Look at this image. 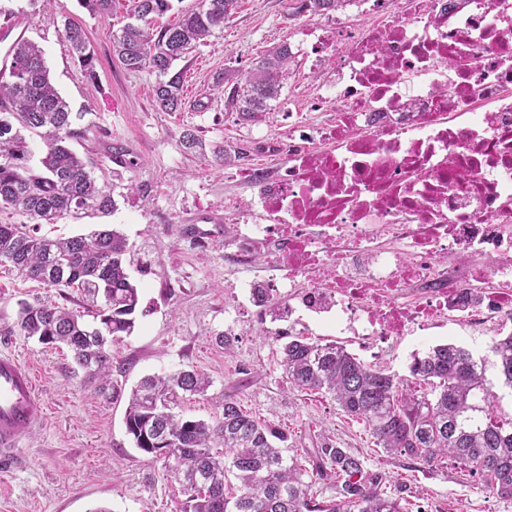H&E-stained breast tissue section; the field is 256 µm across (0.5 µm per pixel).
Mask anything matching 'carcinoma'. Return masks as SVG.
Here are the masks:
<instances>
[{"mask_svg":"<svg viewBox=\"0 0 512 512\" xmlns=\"http://www.w3.org/2000/svg\"><path fill=\"white\" fill-rule=\"evenodd\" d=\"M353 0H296L294 14L325 15ZM238 0H199L173 24L155 27L154 17L172 0H133L134 21L112 34V52L128 71L151 70L158 77L154 100L163 112L182 105V73L175 62L212 36ZM64 38L85 74L96 78L94 53L84 29L64 24ZM293 59L286 43L263 55L232 83L230 101L245 120L273 110ZM45 144L41 170L30 166L25 133ZM73 136L67 102L51 83L41 48L25 39L10 49L8 74H0V209L26 215L33 224H0V263L55 288H77L93 305L104 301L99 324L55 304L21 303L17 326L44 345L70 349L75 364L94 379L109 376V339L130 334L139 291L127 271L128 245L117 229L105 227L69 238L38 234V226L64 215L109 214L111 189L100 183L66 144ZM288 384L330 395L347 415L369 428L389 454L430 463L451 458L479 477L499 498L512 501V421L496 418L489 370L512 389V332L492 339L478 355L452 343L413 356L412 378L425 388L409 391L396 377L362 363L337 344L294 336L280 349ZM208 376L194 368L147 376L131 390L125 411L134 446L155 458L174 460L171 474L182 487L180 512H411L401 485L368 469L360 456L325 436L319 445L288 454V435L224 397L222 418L211 424L177 409L186 396L203 395ZM214 448L224 449L220 456ZM237 484H231L229 477ZM336 488V497H322Z\"/></svg>","mask_w":512,"mask_h":512,"instance_id":"carcinoma-1","label":"carcinoma"}]
</instances>
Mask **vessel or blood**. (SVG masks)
<instances>
[{
	"label": "vessel or blood",
	"instance_id": "b4317fda",
	"mask_svg": "<svg viewBox=\"0 0 512 512\" xmlns=\"http://www.w3.org/2000/svg\"><path fill=\"white\" fill-rule=\"evenodd\" d=\"M45 418L33 372L18 358L0 354V462L12 459L13 450Z\"/></svg>",
	"mask_w": 512,
	"mask_h": 512
}]
</instances>
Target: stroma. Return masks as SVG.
Returning a JSON list of instances; mask_svg holds the SVG:
<instances>
[{
    "label": "stroma",
    "mask_w": 512,
    "mask_h": 512,
    "mask_svg": "<svg viewBox=\"0 0 512 512\" xmlns=\"http://www.w3.org/2000/svg\"><path fill=\"white\" fill-rule=\"evenodd\" d=\"M289 0H239L236 12L207 43L176 62L182 72L179 111H159L155 73L125 70L112 54L111 33L128 20L131 0H112L106 14H93L79 0H9L25 36L44 53L54 86L67 100L75 132L70 145L116 202L105 216L129 246L128 272L140 290V313L131 334L112 343V370L105 391L87 384L67 348L24 336L17 326L21 303L56 304L96 320L75 288H50L24 280L0 265V351L11 352L37 376L47 406L44 423L0 467V512H177L183 495L164 460L134 447L126 434L128 394L148 374L194 367L211 385L205 395L187 397L184 416L216 422L225 397L244 411L288 434L290 448L311 447L318 434L359 455L368 468L419 497L424 512H512V501L452 460L411 461L377 447L363 422L345 414L330 396L292 389L280 366L275 327L258 320L239 280L261 281L271 272L264 261L242 269L224 260V226L243 215L254 196L245 172L255 166L277 173L288 164L287 141L296 118L320 123L336 112L331 87L335 66L311 68L309 52L320 30L339 27L347 37L380 22L377 13L349 6L340 15H289ZM85 29L97 58V80H89L64 39L65 21ZM294 54L273 111L242 119L229 105L224 72L246 73L263 54L281 44ZM324 96L320 110L310 101ZM194 131L205 152L187 150L184 131ZM223 150L224 164L214 161ZM140 185V192L128 189ZM296 332L321 344L346 346L365 364L408 378L414 354L453 342L484 351L497 329L459 320L456 313L427 332L407 333L377 351L351 333H326L322 323L297 308ZM233 339L232 352L217 343Z\"/></svg>",
    "instance_id": "obj_1"
}]
</instances>
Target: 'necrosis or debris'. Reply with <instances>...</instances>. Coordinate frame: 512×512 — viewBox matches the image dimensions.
Here are the masks:
<instances>
[{"label": "necrosis or debris", "instance_id": "1", "mask_svg": "<svg viewBox=\"0 0 512 512\" xmlns=\"http://www.w3.org/2000/svg\"><path fill=\"white\" fill-rule=\"evenodd\" d=\"M405 6L414 23L367 28L337 63L335 124L298 123L287 167L250 172L231 256L242 268L263 258L275 272L265 288L292 298L259 304L260 319L288 320L297 301L374 346L427 330L456 301L463 317L512 329V0ZM320 139L334 149H314ZM469 257L462 279L442 272ZM408 282L420 286L412 304L399 300Z\"/></svg>", "mask_w": 512, "mask_h": 512}]
</instances>
